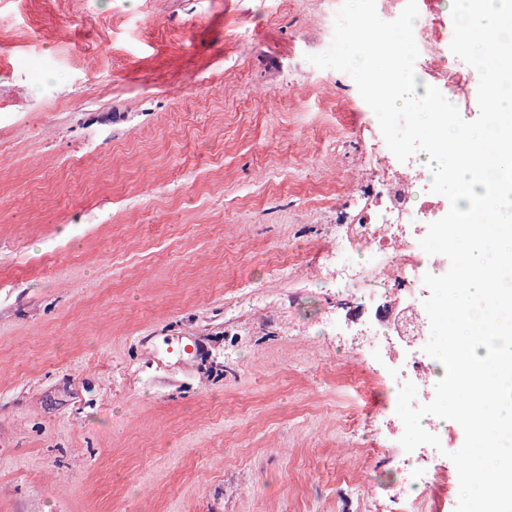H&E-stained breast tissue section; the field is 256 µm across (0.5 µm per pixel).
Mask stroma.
I'll list each match as a JSON object with an SVG mask.
<instances>
[{
    "mask_svg": "<svg viewBox=\"0 0 512 512\" xmlns=\"http://www.w3.org/2000/svg\"><path fill=\"white\" fill-rule=\"evenodd\" d=\"M340 5L0 0V512H455L336 286L388 164Z\"/></svg>",
    "mask_w": 512,
    "mask_h": 512,
    "instance_id": "35a3bbf8",
    "label": "stroma"
}]
</instances>
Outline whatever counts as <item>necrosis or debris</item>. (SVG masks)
Masks as SVG:
<instances>
[{
    "label": "necrosis or debris",
    "instance_id": "obj_1",
    "mask_svg": "<svg viewBox=\"0 0 512 512\" xmlns=\"http://www.w3.org/2000/svg\"><path fill=\"white\" fill-rule=\"evenodd\" d=\"M420 155L398 162L372 183L352 179L347 194L363 199L364 205L350 225L341 244L336 247V274L349 288L359 281V272L350 260L354 249L367 251L371 268L392 283L379 311H368L374 326H387L389 335L403 337L405 343L419 344L430 336L424 302L429 290L423 280L414 278L413 270L433 274L448 266L442 255L427 254L416 236L405 233V226L422 223L424 217H444L438 201L432 196L413 200L415 184L427 182Z\"/></svg>",
    "mask_w": 512,
    "mask_h": 512
}]
</instances>
